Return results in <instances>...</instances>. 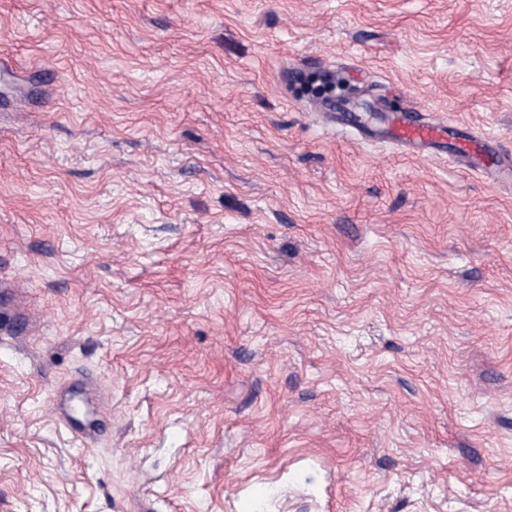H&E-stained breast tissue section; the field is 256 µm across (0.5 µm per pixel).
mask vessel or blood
Instances as JSON below:
<instances>
[{
  "instance_id": "obj_1",
  "label": "vessel or blood",
  "mask_w": 512,
  "mask_h": 512,
  "mask_svg": "<svg viewBox=\"0 0 512 512\" xmlns=\"http://www.w3.org/2000/svg\"><path fill=\"white\" fill-rule=\"evenodd\" d=\"M373 131L375 140L388 142L405 151L419 154L440 145L448 136L450 128L445 121H425L415 113L402 112L386 117L380 127ZM453 156L490 180L512 185V161L488 154L484 142L475 137L460 136ZM54 411L59 421L69 427L79 440L96 438V431L74 424L63 398L55 399Z\"/></svg>"
}]
</instances>
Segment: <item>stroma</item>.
Here are the masks:
<instances>
[{
  "instance_id": "35a3bbf8",
  "label": "stroma",
  "mask_w": 512,
  "mask_h": 512,
  "mask_svg": "<svg viewBox=\"0 0 512 512\" xmlns=\"http://www.w3.org/2000/svg\"><path fill=\"white\" fill-rule=\"evenodd\" d=\"M0 55V512H512V189L324 117L512 157V0H0ZM449 132L447 121H423L415 112H400L386 117L371 137L399 146L405 151L420 154L442 144V141L448 138ZM53 406L59 421L62 422L81 442L99 436L97 431L81 428L73 422L69 415L66 403L61 396H58L54 400Z\"/></svg>"
}]
</instances>
